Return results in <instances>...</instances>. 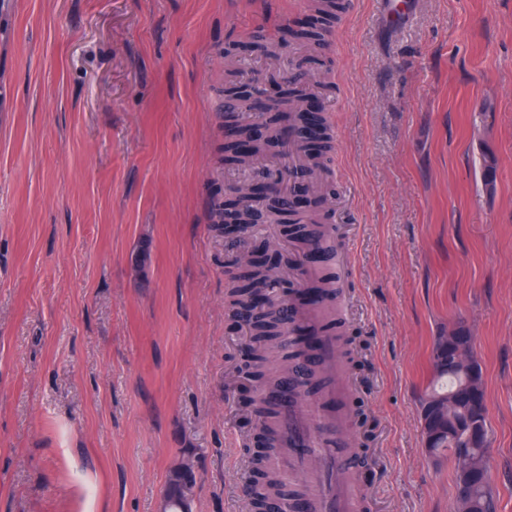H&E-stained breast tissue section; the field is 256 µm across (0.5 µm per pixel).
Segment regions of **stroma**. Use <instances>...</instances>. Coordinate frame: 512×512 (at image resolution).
Wrapping results in <instances>:
<instances>
[{
	"label": "stroma",
	"instance_id": "obj_1",
	"mask_svg": "<svg viewBox=\"0 0 512 512\" xmlns=\"http://www.w3.org/2000/svg\"><path fill=\"white\" fill-rule=\"evenodd\" d=\"M325 46L246 54L311 0H15L0 14V512H248L258 391L228 303L237 250L296 260L280 225L211 229L224 85L305 62L349 278L344 410L369 512H454L422 441L434 339L471 336L496 512H512V0H344ZM493 169H486L487 160Z\"/></svg>",
	"mask_w": 512,
	"mask_h": 512
}]
</instances>
